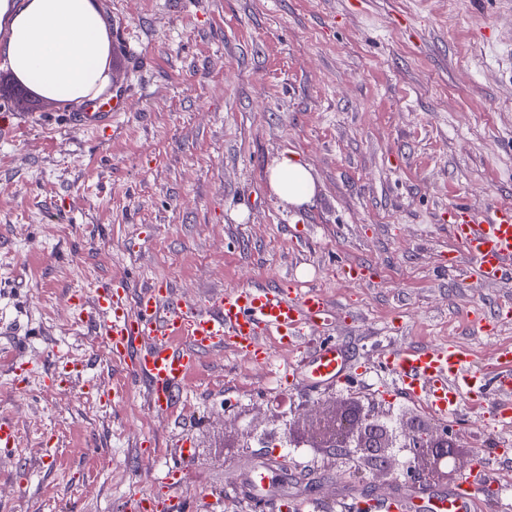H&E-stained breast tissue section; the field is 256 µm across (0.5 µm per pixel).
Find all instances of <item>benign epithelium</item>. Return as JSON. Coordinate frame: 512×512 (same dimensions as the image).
Returning a JSON list of instances; mask_svg holds the SVG:
<instances>
[{
  "label": "benign epithelium",
  "instance_id": "obj_1",
  "mask_svg": "<svg viewBox=\"0 0 512 512\" xmlns=\"http://www.w3.org/2000/svg\"><path fill=\"white\" fill-rule=\"evenodd\" d=\"M277 441L284 448H326L336 459L348 464V471L360 475L365 470L386 467L396 455L407 464L399 477L407 482L429 484L457 480L460 434L450 425L423 424L406 419L377 403L355 400L338 410L331 420L315 423L305 437L290 426L273 424L262 432L247 428L240 433L236 447H263Z\"/></svg>",
  "mask_w": 512,
  "mask_h": 512
}]
</instances>
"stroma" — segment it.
Wrapping results in <instances>:
<instances>
[{
  "mask_svg": "<svg viewBox=\"0 0 512 512\" xmlns=\"http://www.w3.org/2000/svg\"><path fill=\"white\" fill-rule=\"evenodd\" d=\"M111 21L112 90L128 95L110 129L68 127L79 104L18 93L0 66V413L21 445L0 453V512H131L187 443L182 490L193 512H270L225 497L255 448L247 426L305 427L351 396L425 418L395 395L381 351L452 343L477 364L512 344V322L478 335L467 315L512 303V280L467 276L448 211L512 206V0H100ZM309 169L315 194L294 207L271 193L274 161ZM360 266L365 278L346 276ZM132 291L165 281L183 300L228 285L294 278L324 293L332 317L314 338L357 353L350 381L287 387L298 352L273 337L271 364L202 354L173 415L109 361L67 299L100 281ZM120 385L124 398L101 401ZM458 462L495 457L512 433L463 408ZM289 483L332 502L397 485L339 480L313 448L276 449Z\"/></svg>",
  "mask_w": 512,
  "mask_h": 512,
  "instance_id": "obj_1",
  "label": "stroma"
}]
</instances>
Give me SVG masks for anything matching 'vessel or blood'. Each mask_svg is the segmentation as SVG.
Returning a JSON list of instances; mask_svg holds the SVG:
<instances>
[{"label":"vessel or blood","instance_id":"obj_1","mask_svg":"<svg viewBox=\"0 0 512 512\" xmlns=\"http://www.w3.org/2000/svg\"><path fill=\"white\" fill-rule=\"evenodd\" d=\"M127 100L116 95L86 105L70 115L73 126L90 133L111 128L112 118L126 111ZM453 234L470 260L469 276L493 283L512 276V208L477 212L458 205L451 215ZM73 306H90L88 323L106 344L112 358L123 361L131 377L145 381L154 414L175 409L181 390L197 368L200 355L232 349L264 363L269 350L261 335L278 337L282 345L298 348L308 329L325 322V296L303 288L301 281L282 286L228 287L196 303L171 296L163 285L144 289L135 303H127L124 283L106 281L91 297H71ZM382 365L392 376L395 392L428 409L436 418L456 416L469 406L491 416L501 430L512 429V345L499 346L492 364L477 366L471 354L441 343L422 348L400 347L386 352ZM354 356L339 341L320 343L285 373L310 387L345 381ZM20 445L16 422L0 414V450ZM191 451L181 449L159 481L161 512H187L180 489L190 472ZM499 480L488 464L474 465L457 488L425 491L407 488L378 500V512H470L477 493L497 490ZM231 489L243 504L290 502L293 512H308L314 500L292 496L274 461L258 457L238 472Z\"/></svg>","mask_w":512,"mask_h":512}]
</instances>
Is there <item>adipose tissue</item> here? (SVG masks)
<instances>
[{"label": "adipose tissue", "mask_w": 512, "mask_h": 512, "mask_svg": "<svg viewBox=\"0 0 512 512\" xmlns=\"http://www.w3.org/2000/svg\"><path fill=\"white\" fill-rule=\"evenodd\" d=\"M0 65L21 81H33L45 98L78 102L105 93L110 85V21L99 0H0ZM272 191L289 204L311 202L309 169L285 155L271 167Z\"/></svg>", "instance_id": "adipose-tissue-1"}]
</instances>
